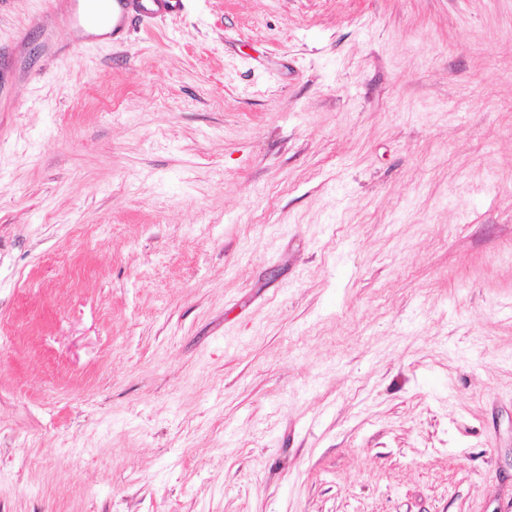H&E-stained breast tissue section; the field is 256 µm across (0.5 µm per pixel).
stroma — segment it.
<instances>
[{
  "label": "stroma",
  "instance_id": "stroma-1",
  "mask_svg": "<svg viewBox=\"0 0 512 512\" xmlns=\"http://www.w3.org/2000/svg\"><path fill=\"white\" fill-rule=\"evenodd\" d=\"M0 0V512H512V0ZM69 1H78L72 3ZM186 0H66L70 23L89 32L111 24L112 43L120 41L133 25L149 23L159 17L181 14Z\"/></svg>",
  "mask_w": 512,
  "mask_h": 512
}]
</instances>
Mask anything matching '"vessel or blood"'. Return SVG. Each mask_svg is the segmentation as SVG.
<instances>
[{"mask_svg": "<svg viewBox=\"0 0 512 512\" xmlns=\"http://www.w3.org/2000/svg\"><path fill=\"white\" fill-rule=\"evenodd\" d=\"M184 8V0H74L67 17L85 32L109 26L108 36L117 42L131 26L181 14Z\"/></svg>", "mask_w": 512, "mask_h": 512, "instance_id": "b4317fda", "label": "vessel or blood"}]
</instances>
